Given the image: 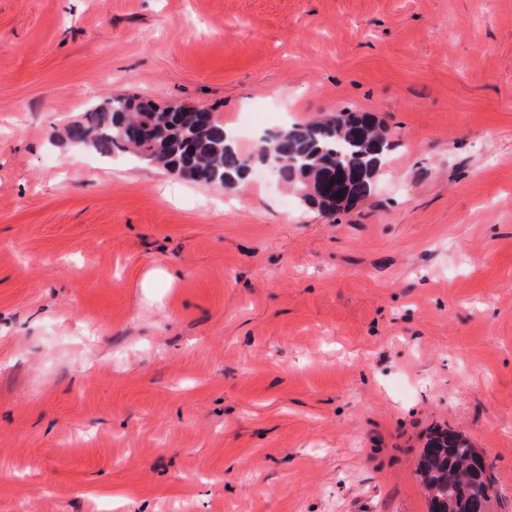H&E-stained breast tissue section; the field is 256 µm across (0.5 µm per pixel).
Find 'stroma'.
<instances>
[{
  "instance_id": "1",
  "label": "stroma",
  "mask_w": 512,
  "mask_h": 512,
  "mask_svg": "<svg viewBox=\"0 0 512 512\" xmlns=\"http://www.w3.org/2000/svg\"><path fill=\"white\" fill-rule=\"evenodd\" d=\"M393 145L329 218L59 138L108 97ZM512 512V0H0V512ZM416 473L428 512H489L495 493L489 468L461 435L435 432L418 456Z\"/></svg>"
}]
</instances>
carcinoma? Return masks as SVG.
<instances>
[{
    "label": "carcinoma",
    "instance_id": "carcinoma-1",
    "mask_svg": "<svg viewBox=\"0 0 512 512\" xmlns=\"http://www.w3.org/2000/svg\"><path fill=\"white\" fill-rule=\"evenodd\" d=\"M65 135L75 145L88 143L106 155L131 153L174 175L189 162L191 180L205 185H237L266 165L271 154L281 161L278 177L324 213L336 198V164L367 171L390 147L372 115L342 111L280 128L264 147L245 155L227 139L213 109L182 103L159 107L135 96L99 102L68 125ZM374 185L367 176L348 182L344 190L365 199ZM416 473L428 512H489L495 493L489 468L461 435L435 432L418 456Z\"/></svg>",
    "mask_w": 512,
    "mask_h": 512
}]
</instances>
